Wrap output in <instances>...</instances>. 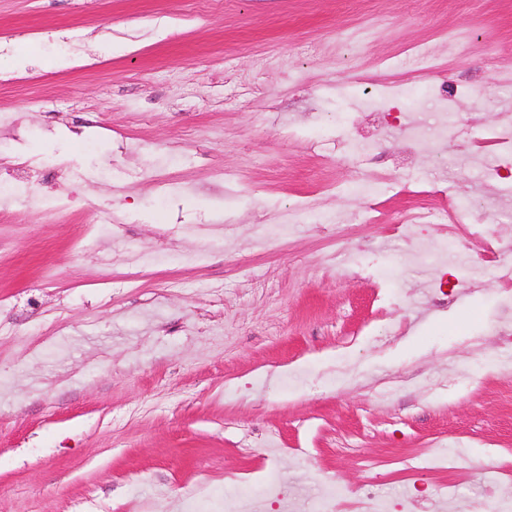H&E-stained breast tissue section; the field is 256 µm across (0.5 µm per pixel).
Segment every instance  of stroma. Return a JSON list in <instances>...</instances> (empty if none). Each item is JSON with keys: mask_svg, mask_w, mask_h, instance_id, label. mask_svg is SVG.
I'll use <instances>...</instances> for the list:
<instances>
[{"mask_svg": "<svg viewBox=\"0 0 512 512\" xmlns=\"http://www.w3.org/2000/svg\"><path fill=\"white\" fill-rule=\"evenodd\" d=\"M508 113L512 0H0V512L512 504V292L449 250L512 239ZM445 195L464 224L401 223ZM490 139L500 146L502 149L503 155H504V164L499 167V169L496 171V175L501 177L500 171L505 170L507 172L510 171V168L512 166L511 163V155H512V129H511V123L508 122L507 125L497 128L496 130L492 131L490 133ZM509 155H510V161H509Z\"/></svg>", "mask_w": 512, "mask_h": 512, "instance_id": "obj_1", "label": "stroma"}]
</instances>
